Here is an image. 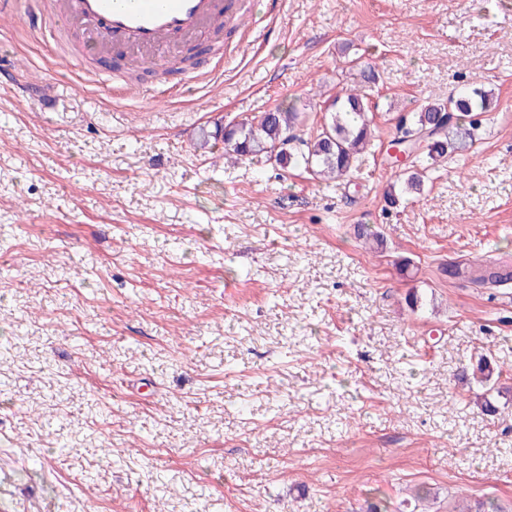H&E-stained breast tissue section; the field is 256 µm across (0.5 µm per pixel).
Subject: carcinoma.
Returning <instances> with one entry per match:
<instances>
[{"mask_svg":"<svg viewBox=\"0 0 512 512\" xmlns=\"http://www.w3.org/2000/svg\"><path fill=\"white\" fill-rule=\"evenodd\" d=\"M492 99L490 90L465 87L445 101L427 102L417 111L397 117L391 144L403 147L412 164L403 170L401 189L392 185L385 190L390 204H396L403 193L422 191L423 172L416 168L420 157L436 163L473 141L480 115L489 111ZM370 112L367 93L350 88L334 97L312 138L297 134L304 117L289 105L233 125H218L215 131L201 134L199 147L220 136L226 158L264 153L282 168L301 167L320 178L342 177L352 170L356 156L372 137Z\"/></svg>","mask_w":512,"mask_h":512,"instance_id":"1","label":"carcinoma"}]
</instances>
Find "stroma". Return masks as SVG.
Wrapping results in <instances>:
<instances>
[{
	"label": "stroma",
	"mask_w": 512,
	"mask_h": 512,
	"mask_svg": "<svg viewBox=\"0 0 512 512\" xmlns=\"http://www.w3.org/2000/svg\"><path fill=\"white\" fill-rule=\"evenodd\" d=\"M269 3L181 88L0 19V512H512V281L448 273L512 263V0ZM369 68L347 176L197 146L313 137ZM464 85L473 144L389 205L394 116Z\"/></svg>",
	"instance_id": "obj_1"
}]
</instances>
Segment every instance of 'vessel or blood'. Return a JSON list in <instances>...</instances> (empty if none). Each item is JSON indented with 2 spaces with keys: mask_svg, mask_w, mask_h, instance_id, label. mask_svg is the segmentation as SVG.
Segmentation results:
<instances>
[{
  "mask_svg": "<svg viewBox=\"0 0 512 512\" xmlns=\"http://www.w3.org/2000/svg\"><path fill=\"white\" fill-rule=\"evenodd\" d=\"M248 0H62L53 28L45 26L44 0H32L27 29L46 31L103 53L120 63H146L155 50L192 42L216 24L239 30Z\"/></svg>",
  "mask_w": 512,
  "mask_h": 512,
  "instance_id": "1",
  "label": "vessel or blood"
}]
</instances>
